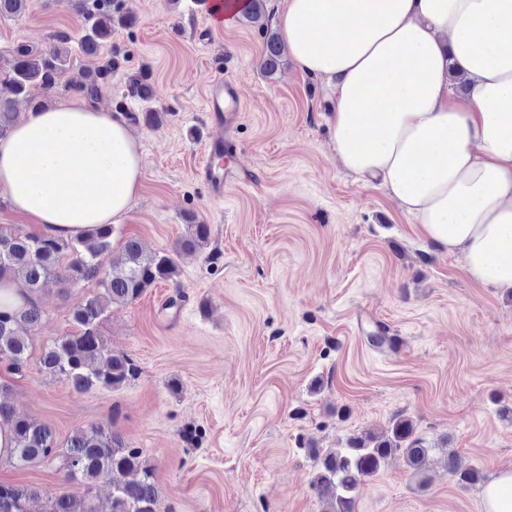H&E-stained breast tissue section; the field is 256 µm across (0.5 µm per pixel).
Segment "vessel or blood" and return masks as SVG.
<instances>
[{"label": "vessel or blood", "instance_id": "b4317fda", "mask_svg": "<svg viewBox=\"0 0 512 512\" xmlns=\"http://www.w3.org/2000/svg\"><path fill=\"white\" fill-rule=\"evenodd\" d=\"M205 103L212 123L221 129L222 134L207 143L205 158L198 173L213 196L220 198L224 195L225 180L238 179L248 183L253 179L250 171L225 164L227 158L237 153V146L228 133L236 128L243 109L241 90L236 82L214 79L209 86Z\"/></svg>", "mask_w": 512, "mask_h": 512}]
</instances>
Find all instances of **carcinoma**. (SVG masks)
I'll use <instances>...</instances> for the list:
<instances>
[{
    "label": "carcinoma",
    "instance_id": "carcinoma-1",
    "mask_svg": "<svg viewBox=\"0 0 512 512\" xmlns=\"http://www.w3.org/2000/svg\"><path fill=\"white\" fill-rule=\"evenodd\" d=\"M83 19L84 34L80 47L85 56L99 57L112 38L116 24L131 26L136 19L123 0H72ZM246 21L265 33L266 72L279 65L285 45L276 32L269 30L266 0H247ZM118 68L115 58L99 61L86 80L68 86V90L93 101ZM69 69V58L61 50L49 52L20 46L14 50L10 68L0 76V85L10 97L0 96V138L16 124L12 112L18 100H25L29 88L38 85L46 100H51ZM153 97L150 75L144 70L128 75L123 98L148 101ZM113 225L103 224L83 238H63L48 234L23 232L10 225H0V281L21 279L26 303L12 311L0 310V358L9 360L20 374L30 356L31 336L40 327L44 310L38 293L50 278L64 287L94 280L99 291L88 296L72 312L75 331L43 348L40 371L66 380L78 393L91 390L113 391L135 378L138 367L129 356L112 351L101 333L109 308L139 299L149 288L176 280L179 263L207 245V224L186 225V233L172 250L147 253L141 242L129 237L122 243L118 257L106 262L112 252ZM75 258L64 268L61 257ZM12 391L0 383V424H7L13 435L12 458L20 464L56 465L66 481H76L86 488L100 479L112 484L110 512H157L158 488L154 469L137 448L128 447L120 433L103 424H93L73 433L60 446L51 427L21 417L9 402ZM404 457L416 474L424 472L430 455L424 439L417 435L413 420L400 416L387 430L364 432L350 437L345 447L314 454L315 476L312 489L325 504L324 512H356L359 490L367 478L377 473L394 455ZM448 473L463 485L484 480L475 468H462L457 456L447 454ZM38 491L22 484L0 483V512H31ZM46 512H99L91 500L78 499L70 493L50 497Z\"/></svg>",
    "mask_w": 512,
    "mask_h": 512
}]
</instances>
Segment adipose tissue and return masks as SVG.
<instances>
[{"label": "adipose tissue", "mask_w": 512, "mask_h": 512, "mask_svg": "<svg viewBox=\"0 0 512 512\" xmlns=\"http://www.w3.org/2000/svg\"><path fill=\"white\" fill-rule=\"evenodd\" d=\"M276 17L335 96L341 166L379 181L474 280L512 291V0H285ZM142 174L134 134L83 99L0 139V195L50 235L121 223Z\"/></svg>", "instance_id": "ef3b65f1"}]
</instances>
